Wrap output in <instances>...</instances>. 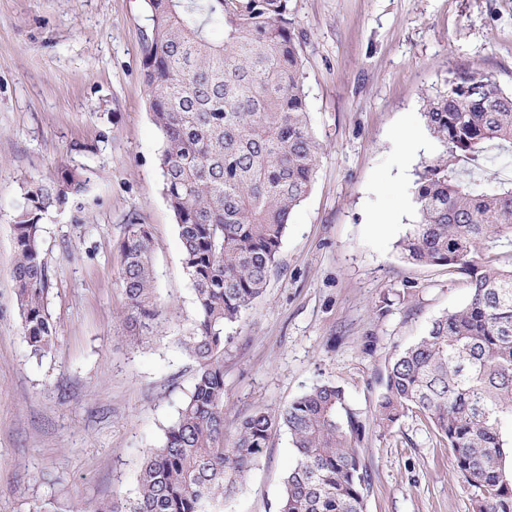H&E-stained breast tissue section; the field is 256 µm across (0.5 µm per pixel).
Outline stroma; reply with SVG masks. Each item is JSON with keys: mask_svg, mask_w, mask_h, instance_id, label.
Returning a JSON list of instances; mask_svg holds the SVG:
<instances>
[{"mask_svg": "<svg viewBox=\"0 0 512 512\" xmlns=\"http://www.w3.org/2000/svg\"><path fill=\"white\" fill-rule=\"evenodd\" d=\"M304 35V91L323 144L292 213L278 268L224 330L225 431L316 384L342 386L366 425L365 512H472L473 490L418 413L374 414L395 354L461 306L466 280L408 262L414 182L438 151L427 97L461 68L512 92V0H291ZM145 0H0V512H57L131 495L193 381L180 346L194 314L175 218L163 194V137L142 79ZM422 147L405 152L403 132ZM87 192L40 224L55 345L31 357L12 276V221L27 186L58 167ZM149 225L165 321L128 323L119 243ZM295 463L286 430L224 512H277Z\"/></svg>", "mask_w": 512, "mask_h": 512, "instance_id": "stroma-1", "label": "stroma"}]
</instances>
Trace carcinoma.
Wrapping results in <instances>:
<instances>
[{
  "label": "carcinoma",
  "mask_w": 512,
  "mask_h": 512,
  "mask_svg": "<svg viewBox=\"0 0 512 512\" xmlns=\"http://www.w3.org/2000/svg\"><path fill=\"white\" fill-rule=\"evenodd\" d=\"M145 2L153 24L143 80L194 292L181 345L196 369L161 445L143 458L134 494L71 512H223L280 428L296 459L277 512H364V424L336 383L317 384L277 412H252L225 442L224 327L264 292L323 154L290 0ZM424 118L439 151L417 173L418 221L398 247L412 263L462 275L470 295L391 359L375 422L388 428L409 411L423 414L474 489L473 512H512V177L492 186L484 179L492 152L512 154V93L485 72L464 70L426 100ZM87 186L82 172L63 167L33 182L14 216L16 304L36 358L57 335L40 224ZM120 249L128 320L148 331L163 313L148 225H126Z\"/></svg>",
  "instance_id": "obj_1"
}]
</instances>
